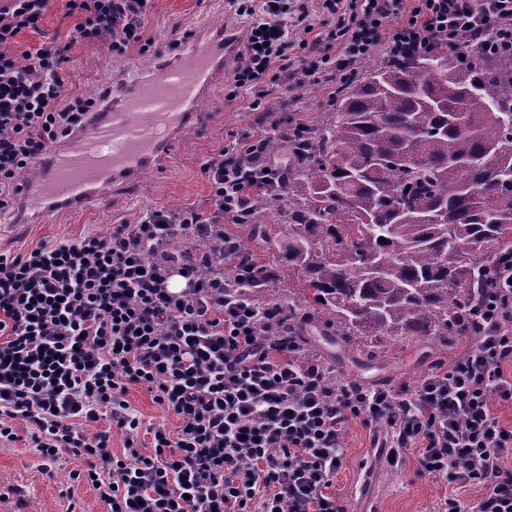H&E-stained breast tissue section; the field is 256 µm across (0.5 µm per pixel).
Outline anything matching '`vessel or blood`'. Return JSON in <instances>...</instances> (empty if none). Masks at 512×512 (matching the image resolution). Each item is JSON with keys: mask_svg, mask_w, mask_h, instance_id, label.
Instances as JSON below:
<instances>
[{"mask_svg": "<svg viewBox=\"0 0 512 512\" xmlns=\"http://www.w3.org/2000/svg\"><path fill=\"white\" fill-rule=\"evenodd\" d=\"M241 47L239 36L203 21L177 54L161 52L151 69L118 83L100 111L47 150L36 177L21 182L17 221L88 209L115 183L166 172L181 132L198 124L199 102Z\"/></svg>", "mask_w": 512, "mask_h": 512, "instance_id": "1", "label": "vessel or blood"}]
</instances>
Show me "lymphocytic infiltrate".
Returning a JSON list of instances; mask_svg holds the SVG:
<instances>
[{
	"label": "lymphocytic infiltrate",
	"mask_w": 512,
	"mask_h": 512,
	"mask_svg": "<svg viewBox=\"0 0 512 512\" xmlns=\"http://www.w3.org/2000/svg\"><path fill=\"white\" fill-rule=\"evenodd\" d=\"M73 26L36 51L17 54V36L38 30L51 3ZM151 0H0V215L19 180L59 138L81 127L98 99L70 93L59 68L72 46L125 55L143 41ZM333 27L315 61L272 73L307 40L293 41L290 9L307 0H251L252 16L234 89L265 103L268 86L317 83L323 71L352 77L361 61H390L434 40L512 55V0H319ZM264 131L230 142L204 166L208 206L180 213L148 210L109 235L87 234L23 255L0 254V441L26 431L48 460L82 457L84 480L106 512H344L330 488L345 455L351 419L382 426V455L398 467L407 450L419 470L485 494L471 512H512V426L492 400L512 403V256L496 257L492 291L475 310L478 344L446 369L399 392L328 380L318 358L302 355L276 329L278 304L250 288L261 271L238 264L233 277L211 274L170 254L184 233L213 250L236 246L225 220L239 221L246 190L273 183L279 169L263 152ZM246 154L249 174L236 163ZM183 288L173 290L172 278ZM145 389L173 411L178 429L143 426L126 395ZM109 420L124 436L114 454ZM149 443H142V433Z\"/></svg>",
	"instance_id": "1"
}]
</instances>
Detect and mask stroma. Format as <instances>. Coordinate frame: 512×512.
Returning <instances> with one entry per match:
<instances>
[{"instance_id":"obj_1","label":"stroma","mask_w":512,"mask_h":512,"mask_svg":"<svg viewBox=\"0 0 512 512\" xmlns=\"http://www.w3.org/2000/svg\"><path fill=\"white\" fill-rule=\"evenodd\" d=\"M246 33L247 17L237 15L229 0H152L144 19L143 35L149 47L131 48L124 57L108 59L99 46L74 45L63 72L71 92L101 96L108 87L131 69L149 68L159 49L173 48L199 21ZM227 83L211 87L199 110L205 117L202 127L185 130L173 151L172 170L167 174L144 172L132 183L112 188L110 197L92 210L60 211L43 221L25 225L17 234H0V253L15 256L39 245L75 239L88 233L107 235L113 225L132 223L148 209L180 211L192 205H205L210 186L203 165L218 150L250 130L265 124L266 111H274L280 131H288L295 121L323 111L329 102L330 86L319 83L308 89H270V107H254L250 91L229 96ZM307 342L323 362L333 383L354 381L368 387H386L393 391L414 388L432 370L448 367L460 352L471 349L473 340L452 336L440 342L431 336L400 337L362 344L349 342L311 327ZM376 427L362 420H351L345 438L346 453L336 475L332 491L344 505L352 503V486L357 466L367 461L375 473L373 495L379 512H442L446 498H456L469 506L485 493L483 486L451 485L443 477L420 473L415 452H407L400 468H389L374 445ZM84 467L82 459L61 455L45 463L39 451L25 440L0 443V494L9 485L27 486L29 496L23 510L13 501H0V512H102L96 490L75 474Z\"/></svg>"}]
</instances>
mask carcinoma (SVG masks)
<instances>
[{"label": "carcinoma", "instance_id": "carcinoma-1", "mask_svg": "<svg viewBox=\"0 0 512 512\" xmlns=\"http://www.w3.org/2000/svg\"><path fill=\"white\" fill-rule=\"evenodd\" d=\"M288 155L258 187L250 236L287 264L263 269L286 289L282 329L319 321L353 341L463 336L495 261L512 254V56L448 42L392 64L365 61L302 135L269 131Z\"/></svg>", "mask_w": 512, "mask_h": 512}]
</instances>
